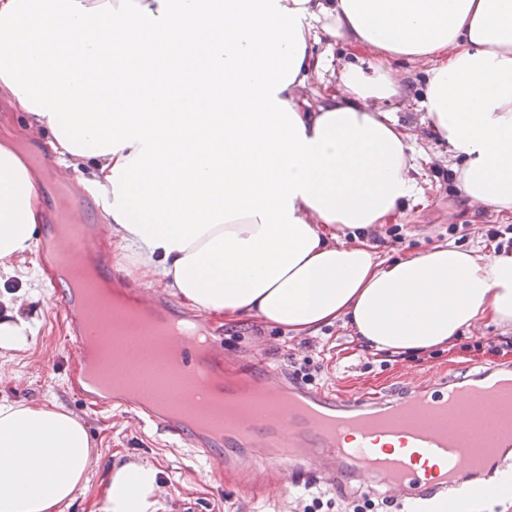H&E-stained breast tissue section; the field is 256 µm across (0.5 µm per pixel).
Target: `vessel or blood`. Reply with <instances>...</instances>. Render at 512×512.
Returning a JSON list of instances; mask_svg holds the SVG:
<instances>
[{"instance_id": "obj_1", "label": "vessel or blood", "mask_w": 512, "mask_h": 512, "mask_svg": "<svg viewBox=\"0 0 512 512\" xmlns=\"http://www.w3.org/2000/svg\"><path fill=\"white\" fill-rule=\"evenodd\" d=\"M96 233L72 226L64 254L68 260L91 254ZM59 304L71 319L70 345L81 352L88 333L98 330L103 314L76 304L71 293H59ZM170 345L182 354V367L168 379L175 401H183L198 370L191 335H170ZM124 381L148 382L155 370L143 343L129 347ZM478 389L463 392L451 375L436 379L437 396L424 390L364 393L357 396L293 390L287 400L248 398L240 422L211 437L176 417L142 407L144 423L164 432L211 468H237L245 484L257 483L306 457L322 459L324 472L340 477L375 475L385 487L411 489L425 498L450 497L457 512H467L462 483L469 476L494 469L512 448V370L487 367L473 373ZM84 401L94 410L112 411V393L81 383Z\"/></svg>"}]
</instances>
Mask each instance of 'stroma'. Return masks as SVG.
<instances>
[{"label": "stroma", "instance_id": "stroma-1", "mask_svg": "<svg viewBox=\"0 0 512 512\" xmlns=\"http://www.w3.org/2000/svg\"><path fill=\"white\" fill-rule=\"evenodd\" d=\"M399 68L407 77L409 92L392 103L390 111L399 125L417 135L415 178L421 193L419 202L396 219L399 239L385 231L372 233L378 254L397 258L446 241L495 253L496 244L486 231L493 225H512V216L474 209L463 202L453 178V153L421 121L417 96L424 67L403 61ZM23 315L35 325L36 334L24 350L0 352V401L61 403L84 420L100 455L86 492L78 494L65 512H95L105 467L117 456L125 461L147 460L159 468L166 491L165 512H303L315 497L332 501L336 512H346L358 495V488L344 489L324 480L301 481L293 473L276 478L262 494L253 495L232 475L217 477L210 467L172 446L166 434L142 427L134 413L90 411L76 387L79 360L67 344L68 318L45 285H38ZM218 332L224 345L225 377H236L260 361L288 388L375 393L399 390L439 373L458 375L472 365H512V336L493 326L466 334L448 350L416 357L360 351L350 343L347 330L337 325L305 339L285 338L279 330L258 322L222 326Z\"/></svg>", "mask_w": 512, "mask_h": 512}]
</instances>
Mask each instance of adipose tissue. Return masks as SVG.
I'll return each instance as SVG.
<instances>
[{"label": "adipose tissue", "mask_w": 512, "mask_h": 512, "mask_svg": "<svg viewBox=\"0 0 512 512\" xmlns=\"http://www.w3.org/2000/svg\"><path fill=\"white\" fill-rule=\"evenodd\" d=\"M352 39L330 68L313 45ZM425 64L423 123L467 204L512 215V0H0V100L56 179L104 200L112 262L197 315L293 337L341 325L373 354L512 333V253L454 242L380 258L375 230L417 199L411 136L385 102L394 59ZM331 72L337 91L302 98ZM38 175L0 145V272L36 245ZM0 302V351L35 334ZM97 457L60 405L0 402V512H65ZM150 461L112 465L101 512H162ZM331 53V62L334 66L354 60L355 58L368 60L373 55V51L369 46L345 40H338L336 45L333 46Z\"/></svg>", "instance_id": "obj_1"}]
</instances>
